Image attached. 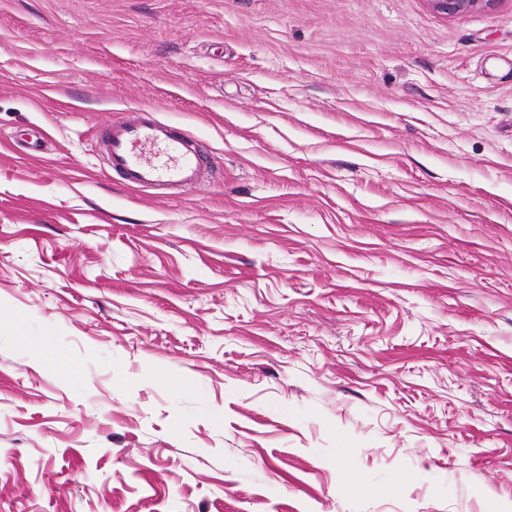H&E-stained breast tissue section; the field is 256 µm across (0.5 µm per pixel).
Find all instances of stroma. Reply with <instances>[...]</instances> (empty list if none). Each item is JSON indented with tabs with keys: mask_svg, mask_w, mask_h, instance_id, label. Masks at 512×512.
Instances as JSON below:
<instances>
[{
	"mask_svg": "<svg viewBox=\"0 0 512 512\" xmlns=\"http://www.w3.org/2000/svg\"><path fill=\"white\" fill-rule=\"evenodd\" d=\"M0 512H512V0H0ZM101 149L112 173L133 188L166 193L194 187L203 178L198 141L159 120L148 107L128 110L111 122Z\"/></svg>",
	"mask_w": 512,
	"mask_h": 512,
	"instance_id": "35a3bbf8",
	"label": "stroma"
}]
</instances>
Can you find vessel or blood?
I'll return each mask as SVG.
<instances>
[{
  "label": "vessel or blood",
  "mask_w": 512,
  "mask_h": 512,
  "mask_svg": "<svg viewBox=\"0 0 512 512\" xmlns=\"http://www.w3.org/2000/svg\"><path fill=\"white\" fill-rule=\"evenodd\" d=\"M101 149L113 174L127 186L165 193L202 180L198 141L159 120L148 107L111 122Z\"/></svg>",
  "instance_id": "obj_1"
}]
</instances>
